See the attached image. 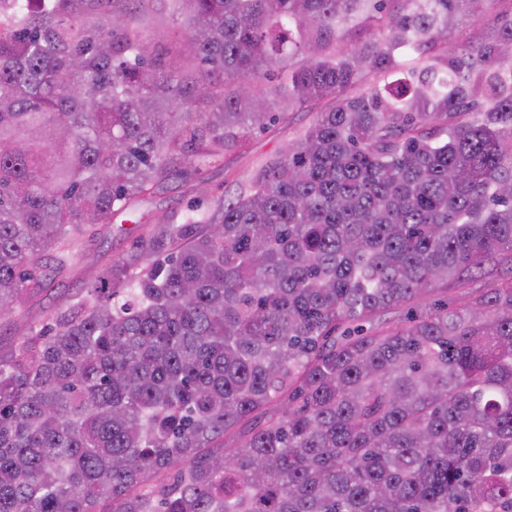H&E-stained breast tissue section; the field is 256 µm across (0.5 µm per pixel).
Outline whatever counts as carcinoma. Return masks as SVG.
Listing matches in <instances>:
<instances>
[{"label":"carcinoma","instance_id":"carcinoma-1","mask_svg":"<svg viewBox=\"0 0 512 512\" xmlns=\"http://www.w3.org/2000/svg\"><path fill=\"white\" fill-rule=\"evenodd\" d=\"M302 108L0 350V512H512V0H0V315ZM317 118V112H289L265 129L254 131L240 151L227 153L224 161L204 169L190 179L170 184L163 192L144 197L134 204L137 218L150 224L175 214L179 219L190 206L211 211L215 204L243 191L252 174L275 158L288 142L298 138Z\"/></svg>","mask_w":512,"mask_h":512}]
</instances>
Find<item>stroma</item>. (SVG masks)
Instances as JSON below:
<instances>
[{"instance_id": "1", "label": "stroma", "mask_w": 512, "mask_h": 512, "mask_svg": "<svg viewBox=\"0 0 512 512\" xmlns=\"http://www.w3.org/2000/svg\"><path fill=\"white\" fill-rule=\"evenodd\" d=\"M317 118L316 113H288L265 129L254 132L241 150L225 154L222 162L204 169L190 179L170 184L163 192L140 199L134 205L141 224H150L169 216H184L191 206L211 211L218 201L243 191L252 174L275 158L288 142L298 138ZM141 224L116 217L110 226L101 228L92 242L75 248L69 255L63 274L38 296L32 311H16L0 319V345L10 346L26 336L30 326L47 325L54 313L68 306L90 285L100 269L123 256L140 233Z\"/></svg>"}]
</instances>
